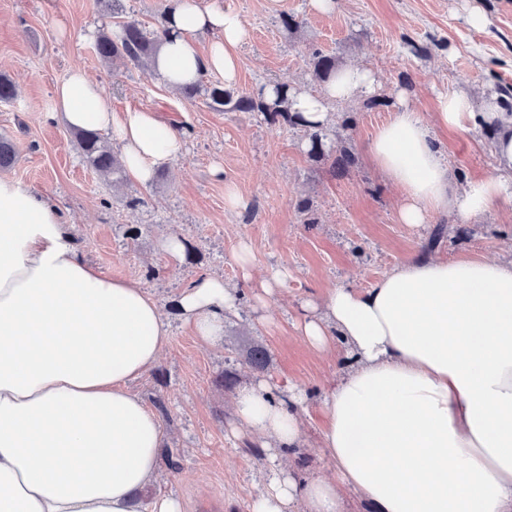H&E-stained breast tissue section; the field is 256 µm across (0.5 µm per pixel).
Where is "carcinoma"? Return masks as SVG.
<instances>
[{"label":"carcinoma","mask_w":512,"mask_h":512,"mask_svg":"<svg viewBox=\"0 0 512 512\" xmlns=\"http://www.w3.org/2000/svg\"><path fill=\"white\" fill-rule=\"evenodd\" d=\"M166 30H160L155 38L147 37L144 27L137 20H127L119 25L114 35L100 34L96 40V52L103 59L121 57L137 66L147 65L159 50ZM311 65L315 76L322 82L328 81L336 73V59L334 56L321 51L312 53ZM290 84L286 81L275 82V96L272 99L259 94L257 96L241 95L233 97L220 83H211L207 86L202 81L183 88L185 97L192 99L200 91H205L210 104L218 107H229L231 112H257L272 125H288L302 128L308 138L309 154L315 158H325L323 148L324 133L319 125L305 122L293 114L288 107V89ZM76 141L86 164L93 170L111 175L120 180L125 176V168L112 153V149L103 138L94 130L78 129L75 133ZM16 158L14 142L0 136V167H9Z\"/></svg>","instance_id":"carcinoma-1"}]
</instances>
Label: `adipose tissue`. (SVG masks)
Returning a JSON list of instances; mask_svg holds the SVG:
<instances>
[{
  "instance_id": "obj_1",
  "label": "adipose tissue",
  "mask_w": 512,
  "mask_h": 512,
  "mask_svg": "<svg viewBox=\"0 0 512 512\" xmlns=\"http://www.w3.org/2000/svg\"><path fill=\"white\" fill-rule=\"evenodd\" d=\"M152 67L171 90L239 77L249 30L224 0H172ZM212 34L200 52L195 34ZM374 74L347 64L317 93L292 89V111L330 121L334 100L368 96ZM53 109L76 128L108 130L137 182L183 151L184 138L154 112L113 111L98 84L73 70ZM437 123L494 133L492 174L458 186L429 127L400 106L369 152L400 191L401 223L447 213L467 224L512 200V111L452 91ZM237 296L222 275L186 289L178 310L206 346L224 338ZM315 349L343 347L324 393L323 454L331 478L273 477L252 512H343L350 490L375 512H512V260L428 255L401 263L371 287L339 286L310 303L299 324ZM169 324L158 301L77 251L73 227L43 193L0 176V512H183L172 495L145 497L164 448L160 417L128 384L158 362ZM299 393L267 385L233 398L238 428L301 444Z\"/></svg>"
}]
</instances>
